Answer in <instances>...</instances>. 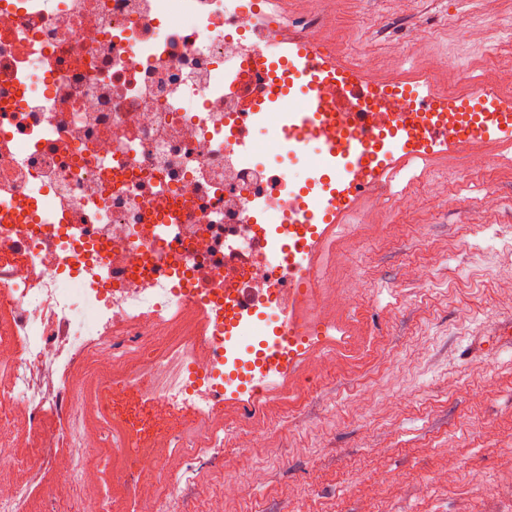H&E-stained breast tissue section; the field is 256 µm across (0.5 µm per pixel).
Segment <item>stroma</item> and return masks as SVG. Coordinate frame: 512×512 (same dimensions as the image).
Returning a JSON list of instances; mask_svg holds the SVG:
<instances>
[{"label": "stroma", "mask_w": 512, "mask_h": 512, "mask_svg": "<svg viewBox=\"0 0 512 512\" xmlns=\"http://www.w3.org/2000/svg\"><path fill=\"white\" fill-rule=\"evenodd\" d=\"M479 27L497 20L495 60L512 69V0H337L320 40L339 63L368 51L399 54L398 81L443 92L458 69L475 85L512 98L497 82L486 47L448 27L449 16ZM437 29L413 45L412 28ZM490 163L466 167L448 152L408 167L391 186L394 204L365 196L336 225L316 265L318 285L343 291L364 277L366 296L339 299L305 321L327 325L329 338L298 361L262 399L244 440V407L224 401L203 430L220 434L218 453L190 474L173 501L150 474L132 493L111 453L120 430L95 411L102 379L87 375V429L100 434L88 483L100 485L111 512H291L303 497L308 512H512V342L498 336L512 318V143L474 145ZM421 197L407 211L396 199ZM486 335V351L461 358L470 337ZM69 466L19 471L0 461V482L30 487L27 512H71L58 491ZM481 494L470 492L473 476ZM245 487L223 502V482Z\"/></svg>", "instance_id": "35a3bbf8"}]
</instances>
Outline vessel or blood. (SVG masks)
Masks as SVG:
<instances>
[{
    "label": "vessel or blood",
    "mask_w": 512,
    "mask_h": 512,
    "mask_svg": "<svg viewBox=\"0 0 512 512\" xmlns=\"http://www.w3.org/2000/svg\"><path fill=\"white\" fill-rule=\"evenodd\" d=\"M268 59L287 63L289 70L303 77L301 92L284 130L289 151L303 150L311 141H322L327 168L318 192L312 193L300 209L301 225L284 239L278 257L288 267V302L279 306L275 341L285 344L295 336L301 321L296 306L302 290L314 272L320 244L333 224L352 208L363 193L383 184L385 177L400 164L438 153L457 151L492 139L512 142V100L496 93L482 96L478 103L451 98L410 86L392 88L391 93L408 100L413 108L426 112L422 137H414L402 116H393L387 130H380L374 113L348 112L352 100L376 95L378 85L361 71L337 64L315 41L296 36L266 41ZM336 87L335 99L321 101L318 86ZM226 382L250 398L262 396L267 388L257 375L234 379L232 365H225Z\"/></svg>",
    "instance_id": "1"
}]
</instances>
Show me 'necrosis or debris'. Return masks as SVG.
<instances>
[{
    "instance_id": "1",
    "label": "necrosis or debris",
    "mask_w": 512,
    "mask_h": 512,
    "mask_svg": "<svg viewBox=\"0 0 512 512\" xmlns=\"http://www.w3.org/2000/svg\"><path fill=\"white\" fill-rule=\"evenodd\" d=\"M323 19L262 14L258 0H0V461L46 468L67 449L79 512H109L85 481L84 384L59 383L87 356L107 406H162L187 472L204 461L200 423L224 397V322L239 289L272 304L242 321L245 352L287 300L286 271L255 254L275 244L304 187L247 139L280 137L288 96L266 91L263 43ZM193 312L200 333L156 354L154 339ZM64 411L47 430V411ZM23 435L28 454H17ZM154 438L126 421L112 453L134 482Z\"/></svg>"
}]
</instances>
